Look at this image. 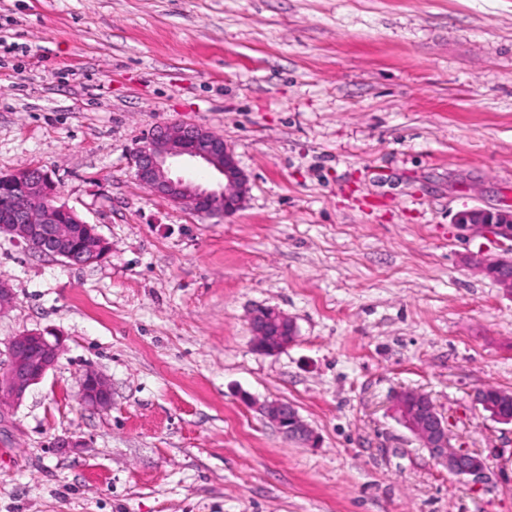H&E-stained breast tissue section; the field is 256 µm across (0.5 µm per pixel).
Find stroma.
<instances>
[{
    "instance_id": "stroma-1",
    "label": "stroma",
    "mask_w": 512,
    "mask_h": 512,
    "mask_svg": "<svg viewBox=\"0 0 512 512\" xmlns=\"http://www.w3.org/2000/svg\"><path fill=\"white\" fill-rule=\"evenodd\" d=\"M221 136L249 180L218 218L153 195L156 125ZM41 165L109 241L73 266L0 237V349L63 337L0 407V512H512V297L470 270L512 207V0H0V175ZM297 326L258 354L250 313ZM95 370L112 403L92 408ZM427 394L483 479L430 458ZM284 399L320 444L255 408ZM455 224L468 231L492 229L499 236L512 241V208L503 210L470 208L462 210L457 213ZM81 399L87 405L106 408L111 404V388L107 379L100 373L89 370L80 383ZM394 412L431 458L444 465L450 474L479 479L484 473L487 463L481 455L456 449L451 444L448 420L428 395L414 390L400 391L394 399Z\"/></svg>"
}]
</instances>
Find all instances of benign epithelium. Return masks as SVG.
I'll return each instance as SVG.
<instances>
[{"instance_id": "benign-epithelium-1", "label": "benign epithelium", "mask_w": 512, "mask_h": 512, "mask_svg": "<svg viewBox=\"0 0 512 512\" xmlns=\"http://www.w3.org/2000/svg\"><path fill=\"white\" fill-rule=\"evenodd\" d=\"M188 162H201L217 175L212 187H202L177 170ZM131 166L136 179L160 198L184 205L193 211L226 216L238 210L247 191V176L240 169L233 151L224 139L195 123L159 124L135 148ZM0 187L19 192L17 205L0 204V236L15 241L39 243V253L56 257L75 266L101 262L108 251L102 249L106 239L92 224H85L70 208L57 204V189L50 175L39 165H32L9 175L0 176ZM84 224L91 237L101 245L85 252L71 246L70 225L63 220ZM455 223L468 231L492 229L512 241V208L489 210L470 208L457 213ZM472 268L483 274L486 268L497 271L494 282L512 295V248L504 256L472 257ZM254 349L266 355L282 352L297 336L294 321L283 311L265 307L249 316ZM63 339L50 338L39 330L12 337L6 344V360L0 367V406L20 404L33 386L40 383L57 363L63 350ZM84 403L99 408L111 404V388L100 373L85 372L80 383ZM265 418L286 438L305 447L317 443L315 432L302 420L297 409L283 400L262 405ZM394 412L399 422L426 448L433 460L444 465L457 477L478 479L487 468L479 454L454 448L448 420L428 395L404 390L394 399Z\"/></svg>"}]
</instances>
